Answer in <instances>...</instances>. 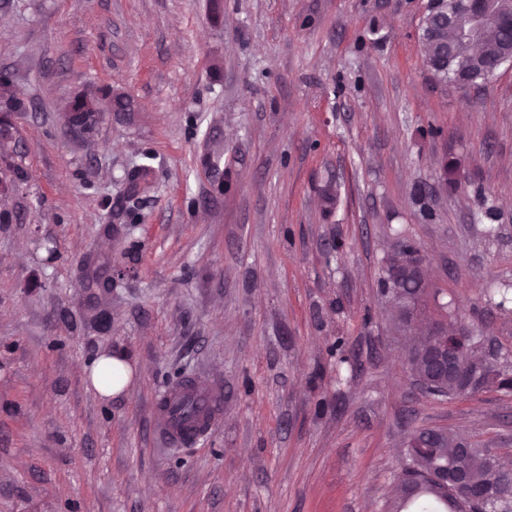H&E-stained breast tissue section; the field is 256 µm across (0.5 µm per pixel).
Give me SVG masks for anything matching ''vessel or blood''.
<instances>
[{"mask_svg":"<svg viewBox=\"0 0 512 512\" xmlns=\"http://www.w3.org/2000/svg\"><path fill=\"white\" fill-rule=\"evenodd\" d=\"M223 416L221 384H205L190 376L167 386L155 407L157 432L174 446L203 441Z\"/></svg>","mask_w":512,"mask_h":512,"instance_id":"1","label":"vessel or blood"}]
</instances>
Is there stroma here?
Listing matches in <instances>:
<instances>
[{
    "instance_id": "1",
    "label": "stroma",
    "mask_w": 512,
    "mask_h": 512,
    "mask_svg": "<svg viewBox=\"0 0 512 512\" xmlns=\"http://www.w3.org/2000/svg\"><path fill=\"white\" fill-rule=\"evenodd\" d=\"M428 6L0 0L31 103L0 196V512H389L419 426L512 461V390L420 392L378 292L402 228L512 375V307L486 293L512 283V66L436 82ZM89 85L136 111L74 132L60 101ZM109 353L129 383L103 397L82 367ZM180 369L223 380L224 416L172 448L153 412ZM152 158L150 155H144L142 160L136 164L127 174L123 187V193L132 206L127 210V217L132 224H136L140 219L137 203L139 196L150 192L153 188L150 181V173L152 171Z\"/></svg>"
}]
</instances>
